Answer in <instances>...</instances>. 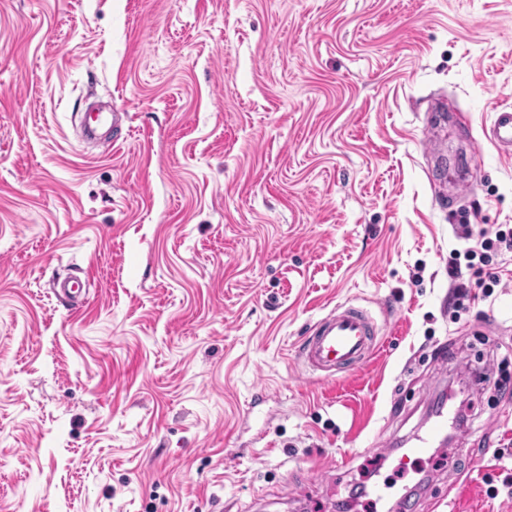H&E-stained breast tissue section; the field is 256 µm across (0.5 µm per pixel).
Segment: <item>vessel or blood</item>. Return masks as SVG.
<instances>
[{
	"label": "vessel or blood",
	"instance_id": "b4317fda",
	"mask_svg": "<svg viewBox=\"0 0 512 512\" xmlns=\"http://www.w3.org/2000/svg\"><path fill=\"white\" fill-rule=\"evenodd\" d=\"M490 138L500 149L512 150V112L497 113ZM377 324L361 307L340 305L312 328L299 351L301 364L312 373L335 379L344 369L361 366L379 348Z\"/></svg>",
	"mask_w": 512,
	"mask_h": 512
}]
</instances>
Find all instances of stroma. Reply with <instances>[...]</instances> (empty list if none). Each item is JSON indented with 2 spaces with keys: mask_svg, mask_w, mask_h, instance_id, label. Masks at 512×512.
I'll use <instances>...</instances> for the list:
<instances>
[{
  "mask_svg": "<svg viewBox=\"0 0 512 512\" xmlns=\"http://www.w3.org/2000/svg\"><path fill=\"white\" fill-rule=\"evenodd\" d=\"M502 110L512 0H0V512H512V395L470 380L512 378V253L448 307L457 225L512 227ZM339 304L380 349L323 381ZM489 138L498 148L512 150V112L496 113ZM377 336L376 321L366 309L339 305L313 326L299 360L309 372L334 380L339 371L355 370L376 353Z\"/></svg>",
  "mask_w": 512,
  "mask_h": 512,
  "instance_id": "35a3bbf8",
  "label": "stroma"
}]
</instances>
